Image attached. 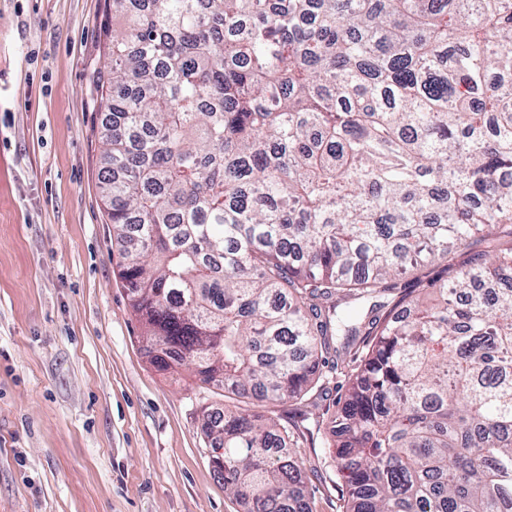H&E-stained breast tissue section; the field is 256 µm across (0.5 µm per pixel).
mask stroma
Masks as SVG:
<instances>
[{"label":"stroma","mask_w":512,"mask_h":512,"mask_svg":"<svg viewBox=\"0 0 512 512\" xmlns=\"http://www.w3.org/2000/svg\"><path fill=\"white\" fill-rule=\"evenodd\" d=\"M111 26L112 0H0V512H246L202 430L223 389L155 367L121 278L92 84ZM340 395L281 409L310 512L343 493Z\"/></svg>","instance_id":"1"}]
</instances>
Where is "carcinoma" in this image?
<instances>
[{"label": "carcinoma", "mask_w": 512, "mask_h": 512, "mask_svg": "<svg viewBox=\"0 0 512 512\" xmlns=\"http://www.w3.org/2000/svg\"><path fill=\"white\" fill-rule=\"evenodd\" d=\"M105 49L102 194L153 363L273 407L348 377L344 512H512V239L467 251L512 235V0H112ZM204 431L226 494L306 512L288 422Z\"/></svg>", "instance_id": "obj_1"}]
</instances>
